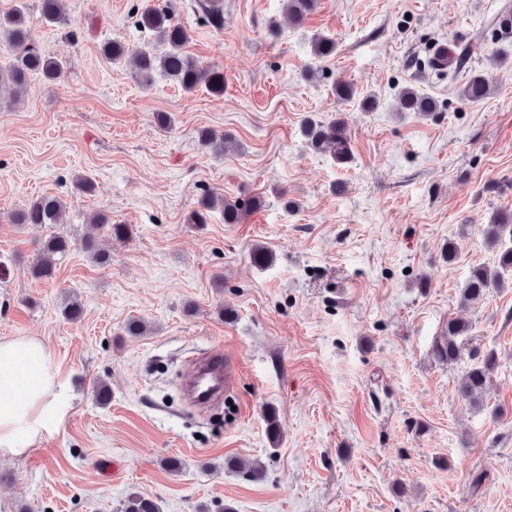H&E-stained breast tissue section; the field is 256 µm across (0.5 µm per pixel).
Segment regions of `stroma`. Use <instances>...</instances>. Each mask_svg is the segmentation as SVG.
<instances>
[{"label":"stroma","mask_w":512,"mask_h":512,"mask_svg":"<svg viewBox=\"0 0 512 512\" xmlns=\"http://www.w3.org/2000/svg\"><path fill=\"white\" fill-rule=\"evenodd\" d=\"M28 2L35 38L63 72L51 83L30 76L19 101L0 103V340L41 339L71 409L24 455H0V512H120L133 492L162 512H512V285L460 305L472 267L494 262L484 225L512 211V37L496 24L512 0H319L300 27L282 0H223L219 28L200 0H167L187 52L223 72L220 96L162 78L142 86L128 63L102 55L110 39L151 47L136 24L145 0H68V26L45 23L39 0ZM317 33L336 42L324 61L311 54ZM441 44L463 65L420 69L417 58ZM482 71L490 95L462 100ZM338 80L375 108L337 99ZM406 86L437 112L398 111ZM163 112L172 129L159 127ZM339 115L354 153L345 167L299 132L305 117ZM203 128L232 135L235 148L215 155L199 142ZM79 177L93 194L76 188ZM209 189L264 204L239 224L219 209L188 223ZM44 194L66 202L65 223H13ZM98 210L131 225L132 239L91 229ZM51 234L73 246L38 281L30 268ZM89 235L110 264L84 250ZM257 245L272 264L252 262ZM72 297L76 321L62 313ZM455 316L472 330L448 365L433 344ZM133 318L152 333L126 335ZM215 347L239 378L203 416L179 400L175 371ZM479 347L497 350L499 368L476 407L457 384ZM237 456L261 463L264 479L227 469ZM171 457L179 471L167 470Z\"/></svg>","instance_id":"1"}]
</instances>
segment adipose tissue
Listing matches in <instances>:
<instances>
[{"label": "adipose tissue", "mask_w": 512, "mask_h": 512, "mask_svg": "<svg viewBox=\"0 0 512 512\" xmlns=\"http://www.w3.org/2000/svg\"><path fill=\"white\" fill-rule=\"evenodd\" d=\"M62 372L33 336L0 340V454L20 456L63 424L70 401Z\"/></svg>", "instance_id": "ef3b65f1"}]
</instances>
